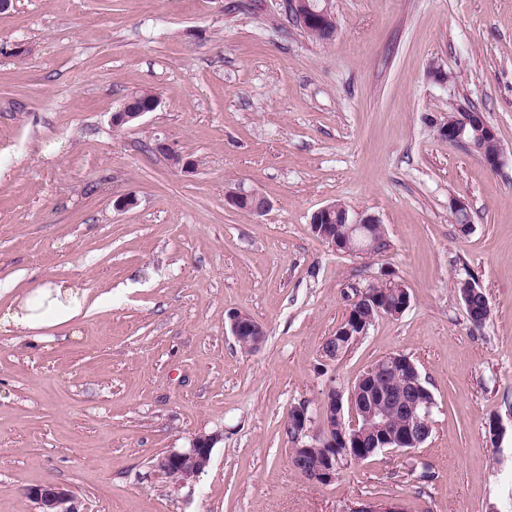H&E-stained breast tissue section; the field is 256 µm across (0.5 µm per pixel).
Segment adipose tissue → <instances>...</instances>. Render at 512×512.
<instances>
[{
    "mask_svg": "<svg viewBox=\"0 0 512 512\" xmlns=\"http://www.w3.org/2000/svg\"><path fill=\"white\" fill-rule=\"evenodd\" d=\"M84 308L85 302L77 292L53 284L8 310L5 321L36 344L42 340L43 329L71 321L80 316Z\"/></svg>",
    "mask_w": 512,
    "mask_h": 512,
    "instance_id": "adipose-tissue-1",
    "label": "adipose tissue"
}]
</instances>
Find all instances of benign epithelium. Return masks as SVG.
<instances>
[{
	"label": "benign epithelium",
	"mask_w": 512,
	"mask_h": 512,
	"mask_svg": "<svg viewBox=\"0 0 512 512\" xmlns=\"http://www.w3.org/2000/svg\"><path fill=\"white\" fill-rule=\"evenodd\" d=\"M300 22L311 19L309 12L325 19L332 16L328 0H322L320 9L314 11L306 0L294 2ZM159 100L137 109L121 108L112 113V127L121 129L139 122L147 114L155 111ZM453 126L446 124L439 129L440 137L448 144L459 146L467 151L484 150V146L497 140L494 129L470 111L467 106L457 107L451 119ZM227 201L235 208L243 203L250 204V214L262 215L269 204L265 198L254 191L237 189L227 196ZM345 232L338 239H330L329 246H351L358 235L369 230L379 219L366 214L349 218L344 214ZM380 295L375 297V309L378 315L398 317L407 310L410 299L403 285L391 288V280L375 283ZM401 299V303L390 305L389 296ZM229 329L236 342L245 344V350L255 351L264 339L262 326L248 314L237 312L229 316ZM368 324L358 316L346 317L343 325L337 329L340 336H352L359 339L365 335ZM391 360L398 363L407 377L400 385L398 393L379 392L370 402V409L361 412L357 409L353 391L344 392L334 387L325 391L317 402L316 415H311L305 403L295 406L291 422L295 427V447L290 449L289 463L313 485H326L336 481L340 474L353 464H359L382 450L412 451L421 447L431 434L432 414L435 406L433 394L419 381V373L409 357L394 354ZM406 405L407 420L394 433L381 437L368 448L364 443V428L372 420H392L395 409ZM220 440L218 434H200L192 438L190 446L183 449H171L159 454L154 463L155 471L168 478H175L178 484H185L198 477L209 466L215 444ZM40 512H77L72 491L63 485L36 486L28 490ZM355 512H402L401 507L390 501H367L355 509Z\"/></svg>",
	"instance_id": "1"
}]
</instances>
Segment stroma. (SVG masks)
<instances>
[{
  "mask_svg": "<svg viewBox=\"0 0 512 512\" xmlns=\"http://www.w3.org/2000/svg\"><path fill=\"white\" fill-rule=\"evenodd\" d=\"M330 7L327 43L285 0L0 12V314L60 282L90 306L36 346L0 330V512H37L27 491L50 484L78 512H351L367 499L512 512V0ZM145 88L158 108L113 129ZM455 103L494 128L503 166L439 138ZM238 186L269 210L232 207ZM125 196L134 205L117 208ZM331 202L375 215L387 250L316 237L311 216ZM388 277L408 309L327 360L355 291ZM469 277L491 310L480 327L455 292ZM236 311L265 329L254 353L230 333ZM396 353L434 395L431 436L311 485L288 462L292 407ZM212 433L196 479L154 472L157 455Z\"/></svg>",
  "mask_w": 512,
  "mask_h": 512,
  "instance_id": "obj_1",
  "label": "stroma"
}]
</instances>
